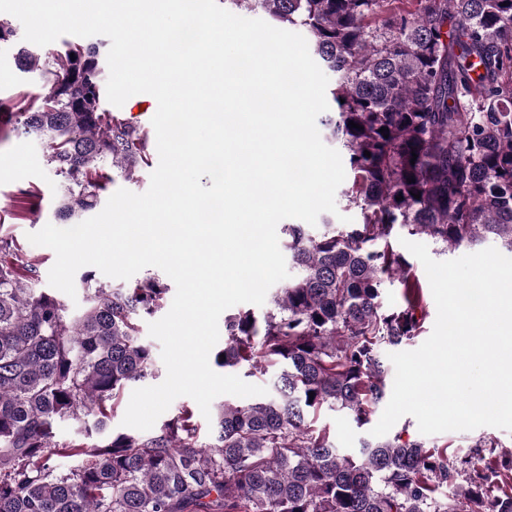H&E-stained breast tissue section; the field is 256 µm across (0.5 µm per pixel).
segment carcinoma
<instances>
[{
    "mask_svg": "<svg viewBox=\"0 0 512 512\" xmlns=\"http://www.w3.org/2000/svg\"><path fill=\"white\" fill-rule=\"evenodd\" d=\"M232 2L304 29L335 75L320 124L345 152L344 200L359 220H326L321 233L285 226L293 275L262 318L225 319L214 355L224 369L279 367L273 394L215 407L204 443L187 407L151 435L110 430L126 389L155 374L139 321L164 307L168 285L87 275L86 307L71 317L30 287L36 266L1 235L0 512H512V472L483 465L479 446L452 462L445 445L396 435L344 455L315 426L324 409L369 424L387 394L384 351L420 333L421 285L392 238L422 234L451 250L495 241L512 256V0ZM14 62L48 90L12 131L46 141L58 213L77 224L106 167L135 181L150 164L148 132L105 108L102 45L42 56L19 46ZM394 277L404 304L388 308ZM64 419L92 420L87 440H55ZM71 456L74 469L53 463ZM444 485L454 491L440 496Z\"/></svg>",
    "mask_w": 512,
    "mask_h": 512,
    "instance_id": "obj_1",
    "label": "carcinoma"
}]
</instances>
